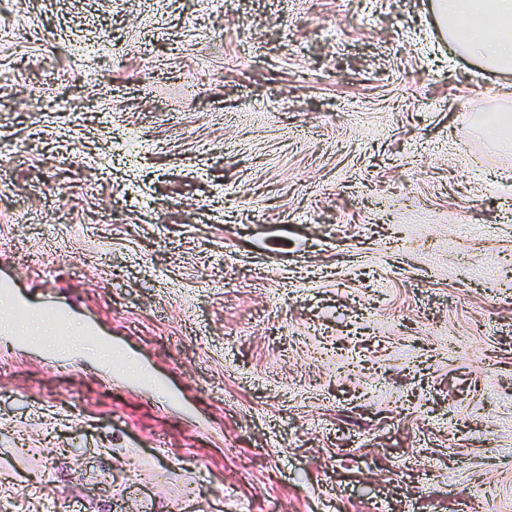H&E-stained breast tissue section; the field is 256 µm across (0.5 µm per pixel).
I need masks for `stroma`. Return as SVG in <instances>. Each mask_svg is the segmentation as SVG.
Masks as SVG:
<instances>
[{"instance_id": "obj_1", "label": "stroma", "mask_w": 512, "mask_h": 512, "mask_svg": "<svg viewBox=\"0 0 512 512\" xmlns=\"http://www.w3.org/2000/svg\"><path fill=\"white\" fill-rule=\"evenodd\" d=\"M432 0H0L11 512H512V92ZM110 42H100L101 30Z\"/></svg>"}]
</instances>
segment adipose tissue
Wrapping results in <instances>:
<instances>
[{
  "mask_svg": "<svg viewBox=\"0 0 512 512\" xmlns=\"http://www.w3.org/2000/svg\"><path fill=\"white\" fill-rule=\"evenodd\" d=\"M436 13L454 54L512 73V0H436Z\"/></svg>",
  "mask_w": 512,
  "mask_h": 512,
  "instance_id": "obj_1",
  "label": "adipose tissue"
}]
</instances>
